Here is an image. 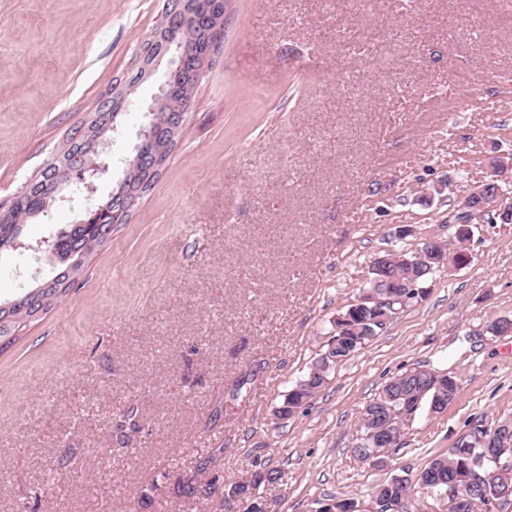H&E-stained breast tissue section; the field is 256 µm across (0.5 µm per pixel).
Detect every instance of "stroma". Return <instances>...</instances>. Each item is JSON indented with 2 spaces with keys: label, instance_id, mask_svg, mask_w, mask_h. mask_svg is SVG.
<instances>
[{
  "label": "stroma",
  "instance_id": "obj_1",
  "mask_svg": "<svg viewBox=\"0 0 512 512\" xmlns=\"http://www.w3.org/2000/svg\"><path fill=\"white\" fill-rule=\"evenodd\" d=\"M166 0H0V205L9 206L135 81L94 191L0 251V301L52 279L36 244L111 197L166 66L135 80ZM512 0H230L224 41L176 145L68 295L0 345V512L34 485L38 512H243L256 470L274 512L369 501L447 454L479 420L512 416V224H472L471 263L339 364L294 419L273 412L326 351L333 321L394 246L455 237L445 219L498 170L512 192ZM481 85L495 105L428 111ZM419 364L459 399L419 414L372 461L351 446L366 405ZM134 419H125L126 411ZM212 485L201 510L181 479ZM148 506H140V498ZM126 96L127 91H125L123 88H119V85L115 86L110 96L103 99L100 102L96 117L92 121L90 126H95L99 123L100 120L103 119L106 122L110 120L114 124L116 117L119 115L120 112L123 111L125 107V104L127 102ZM252 479L246 482L240 483L238 486L242 488H246V483H248L249 487L254 491L251 496L246 498L245 507L243 509L244 512H262L260 509L261 506V500L263 499L261 496H258L255 491L257 487L264 483H274L278 482L281 479V471L278 470H268L266 471L263 469L262 471L255 472L254 475H252Z\"/></svg>",
  "mask_w": 512,
  "mask_h": 512
}]
</instances>
